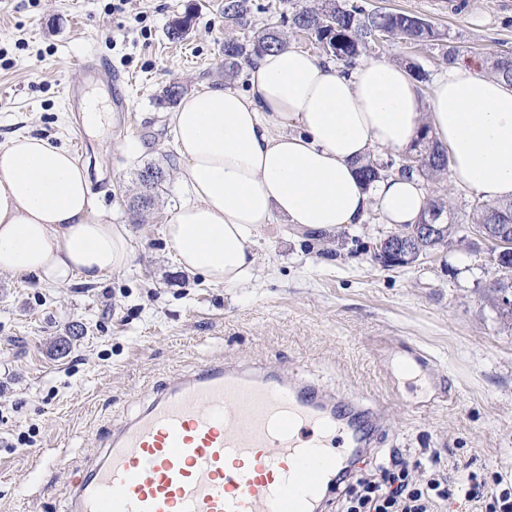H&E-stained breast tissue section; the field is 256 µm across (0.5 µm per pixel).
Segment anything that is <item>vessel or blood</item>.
Wrapping results in <instances>:
<instances>
[{
    "label": "vessel or blood",
    "instance_id": "b4317fda",
    "mask_svg": "<svg viewBox=\"0 0 512 512\" xmlns=\"http://www.w3.org/2000/svg\"><path fill=\"white\" fill-rule=\"evenodd\" d=\"M78 69L106 75L115 111H129V82L109 60L92 54ZM382 412L279 372L207 363L111 434L59 512H322L351 472L347 449L368 445Z\"/></svg>",
    "mask_w": 512,
    "mask_h": 512
}]
</instances>
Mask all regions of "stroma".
Masks as SVG:
<instances>
[{"label": "stroma", "mask_w": 512, "mask_h": 512, "mask_svg": "<svg viewBox=\"0 0 512 512\" xmlns=\"http://www.w3.org/2000/svg\"><path fill=\"white\" fill-rule=\"evenodd\" d=\"M249 27L224 24V0H0V144L31 133L73 148L63 98L77 61L91 52L130 79L125 135L113 137L112 96L82 83L83 99L106 113L84 131L79 161L106 169L112 183L95 208L128 225L131 267L99 282L38 285L0 274V512H47L73 476L134 417L159 386L207 362L300 372L327 393L383 402L379 435L362 456L367 470L389 453L420 463V478L463 477L466 468L512 473V322L502 319L486 282L488 244L474 238L436 250L419 266L385 269L372 260L390 232L379 212L325 235L297 226L263 234L253 281L216 287L179 268L162 230L184 195L179 161L160 101L172 83L192 91L224 80V42L250 38L280 13L319 0H261ZM367 10L416 14L439 37L419 45L376 43L371 57L412 62L435 77L445 57L487 63L512 54V0H362ZM194 9L184 40L169 22ZM148 164L165 180L143 215L132 203ZM68 353L56 343L72 327ZM415 346L428 370L399 376L395 358ZM445 388L444 401L423 398ZM32 432L17 440L20 428Z\"/></svg>", "instance_id": "stroma-1"}]
</instances>
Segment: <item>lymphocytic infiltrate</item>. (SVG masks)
<instances>
[{
    "label": "lymphocytic infiltrate",
    "mask_w": 512,
    "mask_h": 512,
    "mask_svg": "<svg viewBox=\"0 0 512 512\" xmlns=\"http://www.w3.org/2000/svg\"><path fill=\"white\" fill-rule=\"evenodd\" d=\"M444 502H464L477 512H512V480L495 471L471 472L459 482L439 477L419 481L395 453L375 473L355 474L345 489L343 512H436Z\"/></svg>",
    "instance_id": "f902f5d3"
}]
</instances>
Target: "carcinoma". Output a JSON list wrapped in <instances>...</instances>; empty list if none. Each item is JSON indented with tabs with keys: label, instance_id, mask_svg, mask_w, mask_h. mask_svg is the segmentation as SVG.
<instances>
[{
	"label": "carcinoma",
	"instance_id": "1",
	"mask_svg": "<svg viewBox=\"0 0 512 512\" xmlns=\"http://www.w3.org/2000/svg\"><path fill=\"white\" fill-rule=\"evenodd\" d=\"M261 12L265 7L254 0H224V22L229 26L243 27L253 11ZM413 15L395 11H366L359 3H343L341 0H321L318 7L302 6L280 16V26L262 30L252 39L224 41V71L234 74L239 70L240 60H251L264 52L280 50L288 45L279 27H287L295 33L304 34L314 42L320 52L349 66L355 59L368 55L375 31L382 29L387 37L409 43L427 42L439 36L432 23L427 29H419L412 22ZM193 14L173 20L167 30L172 40L184 38L192 26ZM494 77L512 84V55H500L491 60ZM417 157L413 165L401 169L403 175H417L423 179H437L450 170L448 150L436 141L423 136L409 151ZM139 179L148 190H156L163 183V169L147 165ZM512 225V203L484 204L475 207L472 223L487 224L491 221Z\"/></svg>",
	"mask_w": 512,
	"mask_h": 512
}]
</instances>
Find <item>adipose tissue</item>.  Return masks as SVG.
<instances>
[{"instance_id":"obj_1","label":"adipose tissue","mask_w":512,"mask_h":512,"mask_svg":"<svg viewBox=\"0 0 512 512\" xmlns=\"http://www.w3.org/2000/svg\"><path fill=\"white\" fill-rule=\"evenodd\" d=\"M247 72V89L204 86L169 115L190 200L163 237L183 270L212 285L251 281L272 224L331 234L372 210L397 228L418 223L429 205L418 177L367 184L359 168L377 150L406 151L425 129L448 150L451 188L512 198V85L479 65H451L426 95L390 61L339 68L293 46ZM134 258L128 226L94 209L68 149L32 134L0 145V273L94 284Z\"/></svg>"}]
</instances>
